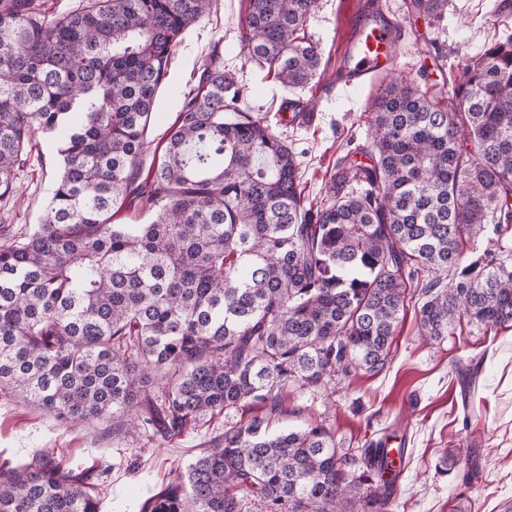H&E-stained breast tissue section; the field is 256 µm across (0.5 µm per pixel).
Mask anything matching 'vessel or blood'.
<instances>
[{
  "mask_svg": "<svg viewBox=\"0 0 512 512\" xmlns=\"http://www.w3.org/2000/svg\"><path fill=\"white\" fill-rule=\"evenodd\" d=\"M395 37V24L388 13L363 12L344 43V62L335 79L337 88L355 89L392 67Z\"/></svg>",
  "mask_w": 512,
  "mask_h": 512,
  "instance_id": "vessel-or-blood-1",
  "label": "vessel or blood"
}]
</instances>
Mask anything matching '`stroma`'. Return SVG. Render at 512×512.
<instances>
[{"mask_svg": "<svg viewBox=\"0 0 512 512\" xmlns=\"http://www.w3.org/2000/svg\"><path fill=\"white\" fill-rule=\"evenodd\" d=\"M361 0H319L307 32L323 49L322 83L284 90L240 49L246 0H215L174 55L169 83L157 94V113L147 138L160 143L213 51L242 89L247 112L277 110L294 96L317 98L316 120L305 127L277 128L298 155L302 189L318 202L326 177L351 145L366 142V122L377 83L348 96L327 94L324 83L340 64L341 41L350 12ZM406 33L394 61L397 73L419 79L429 70V91H447L448 76L467 57L512 34V15L496 12L495 0H449L448 17L437 22L409 13L405 0H387ZM58 145L40 134L31 142L18 173V193L0 199V245L30 233L54 187ZM427 275L414 282V295L398 328L391 363L381 372L358 371L325 390L289 389L275 428L324 421L340 448L385 440L407 450L400 490L391 512H501L512 502V327L462 324L459 335L427 342L418 335V311ZM475 381L471 406L462 401L465 378ZM240 414L216 415L158 439L126 434L108 420L68 426L21 398L0 392V448L13 457L48 453L81 466L101 491L100 512H139L144 499L171 483Z\"/></svg>", "mask_w": 512, "mask_h": 512, "instance_id": "1", "label": "stroma"}]
</instances>
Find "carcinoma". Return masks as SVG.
I'll return each instance as SVG.
<instances>
[{"label":"carcinoma","mask_w":512,"mask_h":512,"mask_svg":"<svg viewBox=\"0 0 512 512\" xmlns=\"http://www.w3.org/2000/svg\"><path fill=\"white\" fill-rule=\"evenodd\" d=\"M213 0H79L47 19L0 0V198L38 133L60 168L41 224L0 246V390L69 424L122 418L150 438L266 408L224 430L140 512H389L384 442L337 446L324 423L273 432L292 386L383 370L405 292L428 340L462 319L512 324V265L462 245L512 224V34L469 57L452 93L393 77L367 144L336 162L316 207L269 112L213 54L143 171L157 91ZM318 0H248L242 51L286 90L320 79ZM437 21L448 0H409ZM360 153L358 163L352 156ZM150 207L147 224H114ZM449 277L443 282V277ZM0 512H99L92 483L45 454L0 466Z\"/></svg>","instance_id":"cac0c4a2"}]
</instances>
